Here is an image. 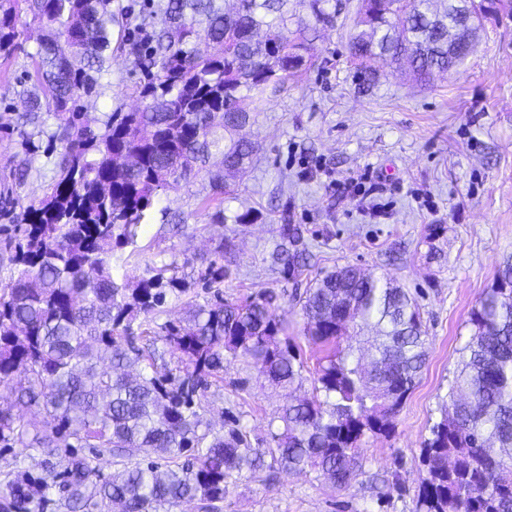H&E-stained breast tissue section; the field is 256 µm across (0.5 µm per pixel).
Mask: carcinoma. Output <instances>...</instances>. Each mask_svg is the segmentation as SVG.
<instances>
[{
	"label": "carcinoma",
	"instance_id": "1",
	"mask_svg": "<svg viewBox=\"0 0 512 512\" xmlns=\"http://www.w3.org/2000/svg\"><path fill=\"white\" fill-rule=\"evenodd\" d=\"M150 0L125 14L139 41L141 110L112 112L94 129L81 98L111 75L112 0H0V57L23 49L25 13L44 34L27 53L33 73L3 89L25 103L4 128L17 136L24 179L43 139L60 145L54 176L28 204L0 197V253L13 274L0 290V386L26 381L16 402L42 406L41 420L0 409V444L37 445V474L0 482V512H172L198 500L216 512L232 473L264 460L242 432L223 435L204 421L202 398L223 380L224 353L262 365L291 388L304 363L271 309L273 296L228 302L224 242L209 262L213 299L182 323L152 327L168 300L188 290L173 261L126 268L116 251L137 243L155 197L202 174L224 223V168L241 173L254 152L232 132L253 118L266 88L283 85L305 64V41L290 38L304 17L289 0ZM331 24L342 5L301 0ZM454 0H360L351 57L372 63L407 60L428 81L464 56L448 57ZM53 119L51 127L40 114ZM282 272L309 266L304 249L276 255ZM315 347L312 396L293 399L269 422L271 458L310 468L339 487L356 475L366 439L388 436L426 360L420 309L391 279L355 265L318 273L298 297ZM472 334L450 392L451 407L424 443L426 475L417 512H512V261L469 316ZM176 358L160 373L156 345ZM80 448L108 450L123 469L102 479Z\"/></svg>",
	"mask_w": 512,
	"mask_h": 512
}]
</instances>
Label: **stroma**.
Here are the masks:
<instances>
[{"instance_id": "1", "label": "stroma", "mask_w": 512, "mask_h": 512, "mask_svg": "<svg viewBox=\"0 0 512 512\" xmlns=\"http://www.w3.org/2000/svg\"><path fill=\"white\" fill-rule=\"evenodd\" d=\"M357 5L349 0L334 24H315L306 70L268 87L254 120L240 129L257 152L224 197L225 222L213 223L200 208L211 189L199 178L161 192L135 249L122 251L133 267L182 264L190 288L159 317L176 323L189 304L206 302L203 277L225 241V299L276 293L275 314L304 360L310 347L292 292L316 271L350 264L391 277L420 307L427 363L394 432L364 443L358 476L338 487L275 463L232 475L220 512H416L423 444L449 399L471 334L469 313L512 256V17L487 19L461 65L419 84L405 68L383 63L368 79L352 60ZM136 61L129 43L114 39L111 83L85 103L92 126L142 107ZM20 159L14 136L0 130V192L16 189L27 203L42 196L52 165L40 160L19 186ZM361 173L376 191L337 192L335 181ZM166 210L183 224H166ZM240 214L244 222L234 223ZM284 224L300 226L311 255L310 270L296 281L271 262ZM286 401L252 361L228 356L222 381L206 393L204 417L217 432L239 422L250 448L262 453L268 424Z\"/></svg>"}]
</instances>
